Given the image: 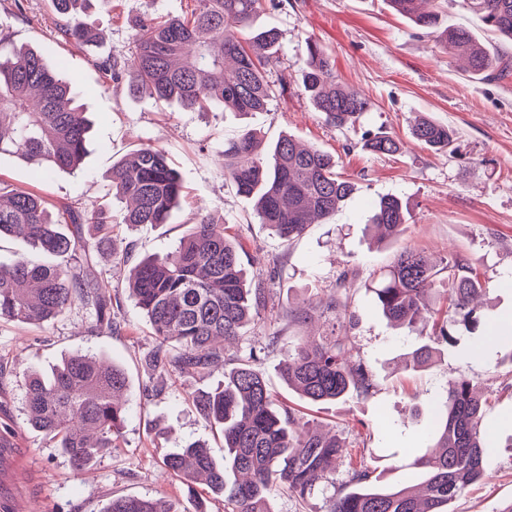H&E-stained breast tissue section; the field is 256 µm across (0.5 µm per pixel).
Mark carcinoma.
Masks as SVG:
<instances>
[{
    "label": "carcinoma",
    "instance_id": "cac0c4a2",
    "mask_svg": "<svg viewBox=\"0 0 512 512\" xmlns=\"http://www.w3.org/2000/svg\"><path fill=\"white\" fill-rule=\"evenodd\" d=\"M51 2L58 36L75 47L99 40V34L77 17L87 0ZM192 2L184 16L143 18L131 55L100 63L105 82L129 73L134 92L199 112L215 105L239 114L266 109L275 97L266 72L275 62L280 39L274 28H253L266 0ZM389 2L417 27L437 28L439 13L424 8L436 0ZM462 7L512 42V0H462ZM441 38L444 48L457 53L475 76L493 78L512 69V59L491 54L466 28L449 27ZM302 84L313 107L334 126L356 121L371 106L365 94L336 80L331 57L311 40ZM74 86L64 66L48 67L29 47L0 55V155H15L38 172L77 169L90 124ZM411 134L435 150L454 142L447 127L428 118L419 119ZM259 146L251 129L224 143V175L237 193L253 199L259 223L285 240L335 215L355 190L336 172L338 161L332 155L291 135L277 140L270 161ZM365 147L388 156L401 150L400 142L384 133L367 135ZM109 181L110 200L81 214L67 207L57 216L42 197L0 186V240L22 238L42 255L0 264V320L40 325L79 302L94 315L95 327L113 329L111 289L81 278L78 268L90 254L82 251L76 232L91 224L101 237H112L114 202L126 205L123 223L129 226L167 224L180 203L182 185L164 152L149 146L113 164ZM372 224L381 230L382 239L397 241L407 224L401 201L380 199ZM242 253L224 225L203 215L166 257L134 265L128 291L154 336L148 363L156 376L204 377L230 366L219 383L192 396L198 413L224 435V463L192 442L166 455L163 468L190 488L202 484L224 496V512H273L271 489L308 502L329 482L332 464L346 444L325 436L294 409L276 407L254 363L277 347L280 336L274 333L249 345L241 357L230 353L271 300L263 281L247 284ZM62 255L74 264L45 261ZM367 288L385 318L418 332L415 368L440 355L439 346L483 334L474 301L486 292L485 284L464 259L444 258L433 264L423 252L405 247L373 273ZM286 317L290 326L322 323L318 337L288 349L279 367L288 388L310 404L367 397L374 391L375 372L352 354L349 330L354 313L348 301L335 295L304 299L288 306ZM25 385L28 424L52 440L75 472L116 447L127 415L128 378L123 369L77 354L65 358L49 376L27 375ZM484 406L472 379L451 381L445 401L433 411L429 431L432 447L439 452L426 451L410 464L424 480L415 488L383 490L373 484L372 471L362 460L330 497L327 512H449L452 499L486 472ZM103 512L181 510L153 498L121 497L112 499Z\"/></svg>",
    "mask_w": 512,
    "mask_h": 512
}]
</instances>
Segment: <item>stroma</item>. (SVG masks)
<instances>
[{"label": "stroma", "instance_id": "1", "mask_svg": "<svg viewBox=\"0 0 512 512\" xmlns=\"http://www.w3.org/2000/svg\"><path fill=\"white\" fill-rule=\"evenodd\" d=\"M187 7L188 0H93L91 18L105 40L79 50L57 36L51 0H26L21 12L13 0H0V54L28 46L49 65H64L77 79L92 122L80 170H55L39 179L5 154L0 184L38 194L54 210H89L107 198L113 164L131 149L151 146L167 155L183 186L181 204L166 224L127 226L123 205H113L112 239L129 247L128 264L113 263L94 228L84 229L91 262L81 273L111 285L119 305L117 329H96L78 304L39 326L0 321V417L12 429L8 456L0 460V512H103L112 499L126 496L165 497L192 512L186 486L164 474L162 458L196 441L223 459L220 436L188 400L190 392L217 379L172 376L159 395L145 394L151 377L146 358L154 339L127 281L132 263L166 255L203 214L240 242L248 274L260 275L270 290L274 307L251 326L252 337L287 334L289 303L326 296L336 278L348 277L358 316L354 346L377 374L374 393L321 405L302 401L278 374L288 351L283 344L258 363L277 405L301 410L323 431L361 450L373 479L398 487L412 479L407 463L425 447L433 409L445 400L449 382L478 379L486 402L488 475L458 494L449 508L512 512V344L484 343L478 359L462 344L413 369L414 335L386 320L366 289L372 273L395 253L378 246L366 224L374 203L394 196L407 210L401 245L434 259L457 256L472 262L487 288L480 303L483 320L491 327L512 322V75L484 81L463 71L435 37L397 14L387 0H283L265 7L256 20L280 32L278 61L268 74L277 94L265 111L197 112L132 95L126 78L103 85L100 62L130 55L139 17L178 15ZM439 13L440 28L469 26L491 53L512 56V43L487 31L460 0H442ZM310 40L331 56L342 82L369 97L370 109L355 124L326 123L304 94L301 74ZM423 115L453 130L452 148L437 152L412 137L411 127ZM245 128L256 130L266 145L288 133L332 154L342 176L355 183L354 193L336 215L310 225L302 238L282 240L258 222L252 201L224 177V143ZM378 132L400 140L401 152L391 157L367 150L366 135ZM76 354L106 358L129 377L120 444L80 475L28 425L24 386L26 373H50Z\"/></svg>", "mask_w": 512, "mask_h": 512}]
</instances>
